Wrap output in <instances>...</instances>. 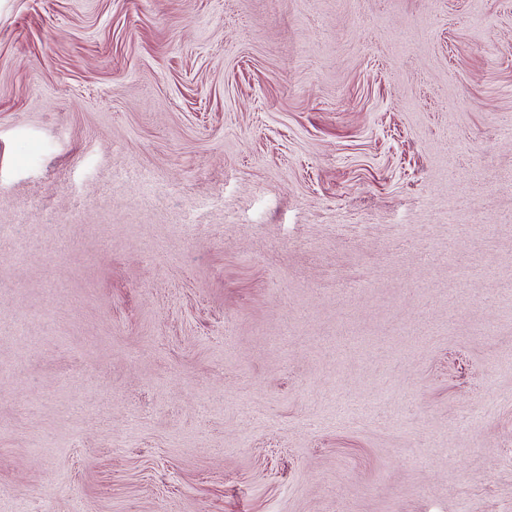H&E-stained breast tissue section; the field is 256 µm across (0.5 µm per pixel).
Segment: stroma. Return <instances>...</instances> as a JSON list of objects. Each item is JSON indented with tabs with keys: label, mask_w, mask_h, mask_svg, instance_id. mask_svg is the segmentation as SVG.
<instances>
[{
	"label": "stroma",
	"mask_w": 512,
	"mask_h": 512,
	"mask_svg": "<svg viewBox=\"0 0 512 512\" xmlns=\"http://www.w3.org/2000/svg\"><path fill=\"white\" fill-rule=\"evenodd\" d=\"M0 512H512V0H0Z\"/></svg>",
	"instance_id": "stroma-1"
}]
</instances>
